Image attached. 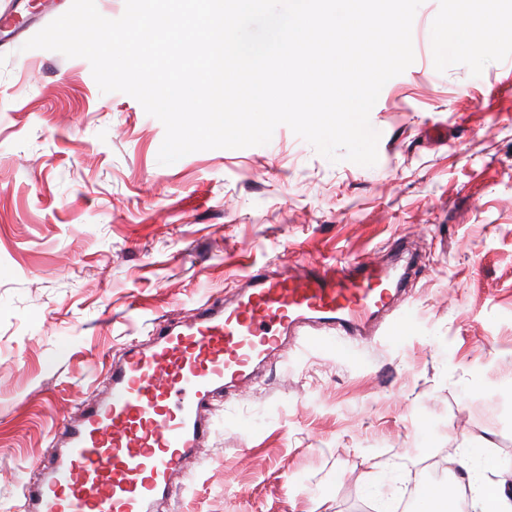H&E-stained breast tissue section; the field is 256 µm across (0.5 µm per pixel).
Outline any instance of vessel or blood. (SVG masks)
I'll return each instance as SVG.
<instances>
[{"label":"vessel or blood","instance_id":"b4317fda","mask_svg":"<svg viewBox=\"0 0 512 512\" xmlns=\"http://www.w3.org/2000/svg\"><path fill=\"white\" fill-rule=\"evenodd\" d=\"M404 283L372 260L249 270L234 303L197 308L111 365L106 396L63 424V446L25 491L21 512H151L209 434L216 394L246 384L308 324L364 335Z\"/></svg>","mask_w":512,"mask_h":512}]
</instances>
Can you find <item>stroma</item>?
I'll return each instance as SVG.
<instances>
[{"label": "stroma", "instance_id": "35a3bbf8", "mask_svg": "<svg viewBox=\"0 0 512 512\" xmlns=\"http://www.w3.org/2000/svg\"><path fill=\"white\" fill-rule=\"evenodd\" d=\"M71 3L0 0L19 23L0 39V512L156 327L233 300L246 268L380 259L397 239L418 319L270 356L215 398L153 512H372L373 467L411 497L469 444L501 464L472 479L512 476V38L438 59L448 0H423L420 53L370 112L374 166L285 125L162 165L164 126L135 98L101 92L86 59L25 49Z\"/></svg>", "mask_w": 512, "mask_h": 512}]
</instances>
